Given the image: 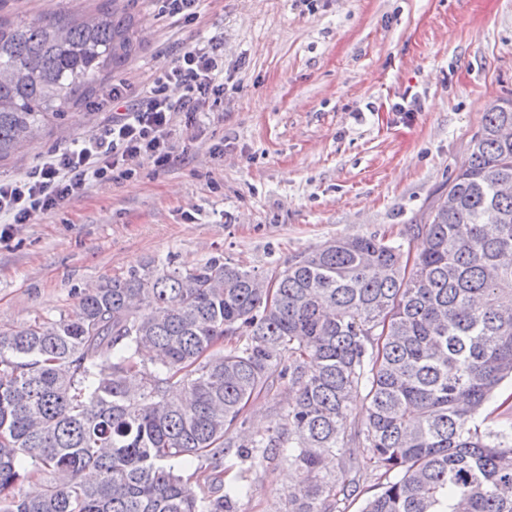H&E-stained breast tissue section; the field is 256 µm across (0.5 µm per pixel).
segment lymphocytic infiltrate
<instances>
[{
  "instance_id": "f902f5d3",
  "label": "lymphocytic infiltrate",
  "mask_w": 512,
  "mask_h": 512,
  "mask_svg": "<svg viewBox=\"0 0 512 512\" xmlns=\"http://www.w3.org/2000/svg\"><path fill=\"white\" fill-rule=\"evenodd\" d=\"M223 69L213 46L189 43L160 68L141 101H134L127 83H113L102 98L110 124L72 148L51 152L22 178L1 181L0 218L26 224L83 197L92 182L127 177L133 163L170 165L175 113L202 111L210 98L223 95ZM173 87L181 89L179 98L170 96Z\"/></svg>"
}]
</instances>
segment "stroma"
Segmentation results:
<instances>
[{"label": "stroma", "mask_w": 512, "mask_h": 512, "mask_svg": "<svg viewBox=\"0 0 512 512\" xmlns=\"http://www.w3.org/2000/svg\"><path fill=\"white\" fill-rule=\"evenodd\" d=\"M98 0H8L10 16L80 19ZM137 0L143 47L113 81L145 89L190 42L224 57V95L173 121L172 168L118 182L14 225L0 240V327L71 314L77 294L145 266L218 258L266 275L340 237H386L422 222L467 159L495 101L512 100V0H199L192 23ZM417 100L414 111L395 106ZM82 106L0 180L110 123ZM296 481L258 466L240 512H275Z\"/></svg>", "instance_id": "1"}]
</instances>
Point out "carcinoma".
Here are the masks:
<instances>
[{
    "label": "carcinoma",
    "mask_w": 512,
    "mask_h": 512,
    "mask_svg": "<svg viewBox=\"0 0 512 512\" xmlns=\"http://www.w3.org/2000/svg\"><path fill=\"white\" fill-rule=\"evenodd\" d=\"M132 0L80 22L0 6V160L140 50ZM415 257L335 238L269 276L219 259L102 281L73 314L0 329V512H239L247 474L299 473L277 512H512V103L493 104ZM293 392L263 434L244 410ZM363 401L365 414L354 411ZM228 457L244 465L224 481ZM202 462L196 489L180 470ZM36 489L25 491L24 484Z\"/></svg>",
    "instance_id": "obj_1"
}]
</instances>
